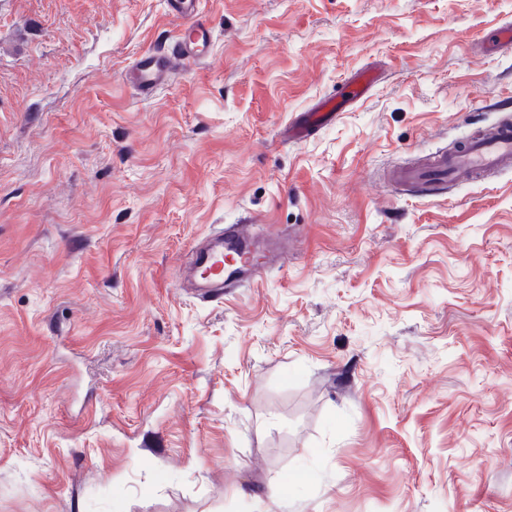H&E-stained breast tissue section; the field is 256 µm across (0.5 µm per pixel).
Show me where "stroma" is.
I'll return each mask as SVG.
<instances>
[{
  "mask_svg": "<svg viewBox=\"0 0 512 512\" xmlns=\"http://www.w3.org/2000/svg\"><path fill=\"white\" fill-rule=\"evenodd\" d=\"M199 11L145 97L165 0H0V512H512V170L383 178L512 123V0ZM221 224L288 254L204 303ZM198 0H166V8L184 21V29L174 40L170 51H150L139 56L126 77L141 92L149 94L163 85L173 61L191 64L202 59L210 41V28L198 22ZM377 81V75L370 69L357 71L345 88V98L336 102V96L323 97L317 104L301 114L300 121H293L285 133V139L299 141L305 138L309 132L322 126L335 118L338 110L347 104L354 103L365 97L367 92Z\"/></svg>",
  "mask_w": 512,
  "mask_h": 512,
  "instance_id": "stroma-1",
  "label": "stroma"
}]
</instances>
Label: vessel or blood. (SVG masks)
I'll return each mask as SVG.
<instances>
[{
  "instance_id": "b4317fda",
  "label": "vessel or blood",
  "mask_w": 512,
  "mask_h": 512,
  "mask_svg": "<svg viewBox=\"0 0 512 512\" xmlns=\"http://www.w3.org/2000/svg\"><path fill=\"white\" fill-rule=\"evenodd\" d=\"M166 8L183 20V31L178 34L171 50L140 55L127 73L128 79L146 94L166 82L173 62L186 65L200 61L210 40L209 27L198 21V0H166ZM376 80L372 70L357 71L346 86L344 102L350 104L363 99ZM341 103L335 96L323 97L303 112L301 120L289 126L286 140H302L315 128L334 119ZM510 167L512 125L502 123L492 136L467 141L453 153L443 155L432 176L436 179L488 176ZM282 256V251L258 244L249 225H224L217 234L201 241L191 254V270L211 272L208 278H196L193 294L204 301L221 298L229 289L261 278L265 267Z\"/></svg>"
}]
</instances>
